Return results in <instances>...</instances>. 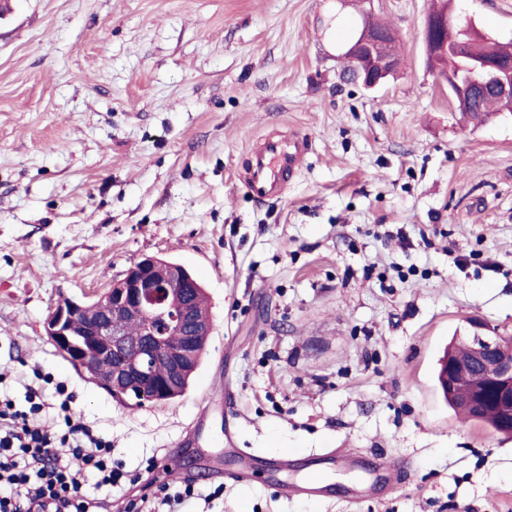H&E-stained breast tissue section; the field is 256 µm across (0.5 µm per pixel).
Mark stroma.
Returning a JSON list of instances; mask_svg holds the SVG:
<instances>
[{
    "instance_id": "stroma-1",
    "label": "stroma",
    "mask_w": 512,
    "mask_h": 512,
    "mask_svg": "<svg viewBox=\"0 0 512 512\" xmlns=\"http://www.w3.org/2000/svg\"><path fill=\"white\" fill-rule=\"evenodd\" d=\"M433 0H11L0 16V395L64 382L112 441L124 494L176 462L208 512H512V440L464 421L435 367L479 318L512 336V112L462 121L430 68ZM402 67L375 91L337 49L361 11ZM450 15L512 42V0ZM307 139L285 195L244 175L268 135ZM147 256L207 293L212 333L190 389L128 411L44 323ZM236 416H229L227 406ZM292 454L406 462L396 494L288 499L234 484L225 438Z\"/></svg>"
}]
</instances>
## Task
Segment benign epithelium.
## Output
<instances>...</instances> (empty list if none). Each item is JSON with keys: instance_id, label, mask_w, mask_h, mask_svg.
<instances>
[{"instance_id": "benign-epithelium-1", "label": "benign epithelium", "mask_w": 512, "mask_h": 512, "mask_svg": "<svg viewBox=\"0 0 512 512\" xmlns=\"http://www.w3.org/2000/svg\"><path fill=\"white\" fill-rule=\"evenodd\" d=\"M448 32V4L437 0L424 27L426 54L434 58L451 57L457 61L450 69L441 64V78L448 84V94L459 112L467 111V98L474 90L491 89L501 96H512V60L477 56L481 35L469 27L454 46L444 38ZM353 73V80L366 89L384 84L398 69L391 50V35L370 25V18L359 30L357 39L343 52ZM196 281L181 265L171 264L158 271L157 258L147 256L128 268L112 286L93 299L77 301L64 298L52 309L45 321V333L55 346L77 366L88 370L97 352L112 353L120 359L110 375L95 378L96 384L112 398L135 396L144 404L157 401L144 385L158 362L168 369V382L175 385L198 360L200 337L210 336L211 320L200 316L195 307ZM98 315L87 316L83 335L85 344L72 340V321L91 306ZM131 320L140 323V335L131 339L126 326ZM470 367L497 395L512 408V350L503 347L497 336L485 334L486 325L472 321ZM136 345L139 359L132 364L121 361L122 354ZM457 368L442 369L440 387L453 398Z\"/></svg>"}]
</instances>
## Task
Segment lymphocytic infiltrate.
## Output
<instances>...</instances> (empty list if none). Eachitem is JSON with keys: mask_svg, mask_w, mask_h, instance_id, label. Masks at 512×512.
Masks as SVG:
<instances>
[{"mask_svg": "<svg viewBox=\"0 0 512 512\" xmlns=\"http://www.w3.org/2000/svg\"><path fill=\"white\" fill-rule=\"evenodd\" d=\"M55 395L51 403L30 387L26 408L0 401V512H100L99 491L122 478L111 440L73 415L64 385ZM90 482L96 494L87 492Z\"/></svg>", "mask_w": 512, "mask_h": 512, "instance_id": "f902f5d3", "label": "lymphocytic infiltrate"}]
</instances>
